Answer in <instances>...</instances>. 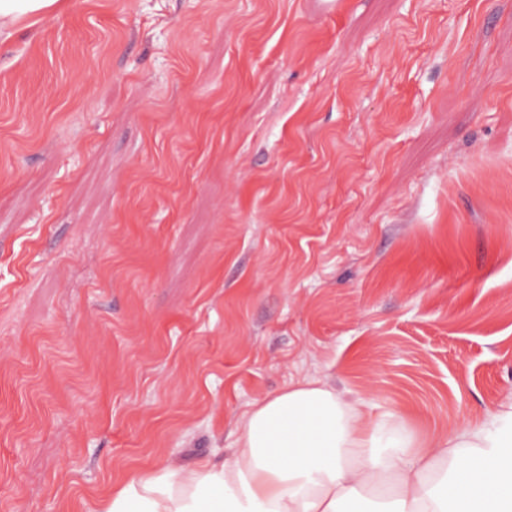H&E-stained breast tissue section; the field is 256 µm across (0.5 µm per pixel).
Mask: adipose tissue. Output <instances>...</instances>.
<instances>
[{
	"label": "adipose tissue",
	"mask_w": 512,
	"mask_h": 512,
	"mask_svg": "<svg viewBox=\"0 0 512 512\" xmlns=\"http://www.w3.org/2000/svg\"><path fill=\"white\" fill-rule=\"evenodd\" d=\"M64 7L0 0V41ZM98 512H512V403L422 435L369 396L293 383L253 403L221 463L133 472Z\"/></svg>",
	"instance_id": "adipose-tissue-1"
}]
</instances>
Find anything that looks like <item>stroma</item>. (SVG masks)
Masks as SVG:
<instances>
[{
  "instance_id": "1",
  "label": "stroma",
  "mask_w": 512,
  "mask_h": 512,
  "mask_svg": "<svg viewBox=\"0 0 512 512\" xmlns=\"http://www.w3.org/2000/svg\"><path fill=\"white\" fill-rule=\"evenodd\" d=\"M67 0L0 43V512L220 462L314 380L512 399V0Z\"/></svg>"
}]
</instances>
